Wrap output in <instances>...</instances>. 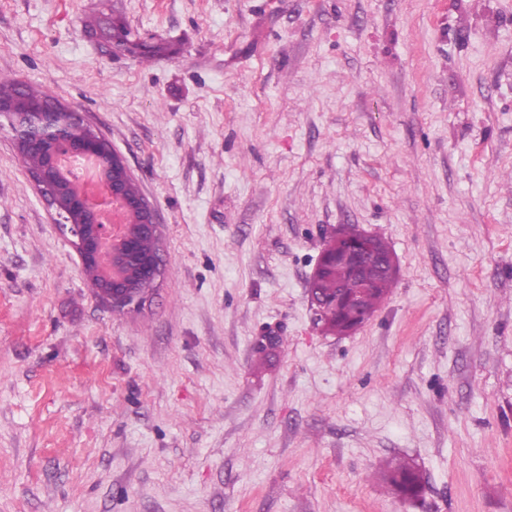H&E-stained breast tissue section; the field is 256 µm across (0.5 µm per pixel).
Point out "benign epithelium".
<instances>
[{
  "instance_id": "7a95c632",
  "label": "benign epithelium",
  "mask_w": 512,
  "mask_h": 512,
  "mask_svg": "<svg viewBox=\"0 0 512 512\" xmlns=\"http://www.w3.org/2000/svg\"><path fill=\"white\" fill-rule=\"evenodd\" d=\"M56 108L57 103L54 102L46 111L39 113L40 125L46 136L53 141L56 152L52 154L46 171L34 183L41 197L69 225L82 267L93 271L99 279L100 296L112 305V311L120 313L138 304L148 292L144 285L154 284L160 274L159 255H149L138 246L142 236L159 237V224L153 209L145 206L141 198L127 193L125 178L129 175V169L126 166L123 167V174H112L107 185L112 199L120 202L128 215H141L140 233H133L127 224H122L117 229L109 224L86 223V218L95 217V211L77 191L69 194L66 205H59L56 197L50 194L59 168V153L91 156L101 167L108 166V163L101 147L102 135L94 130L80 141L71 139L67 129L56 121ZM376 238V234L363 230L358 237L348 239L341 229H336L325 240L311 275L312 281L322 277L331 262L339 257L344 258L358 282V291L343 298L341 303L352 308H361L364 292L372 287L364 277L365 268L375 266L385 274L397 271L394 255L377 252Z\"/></svg>"
}]
</instances>
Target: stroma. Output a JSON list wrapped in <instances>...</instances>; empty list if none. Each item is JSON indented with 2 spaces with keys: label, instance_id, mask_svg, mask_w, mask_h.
Returning <instances> with one entry per match:
<instances>
[{
  "label": "stroma",
  "instance_id": "35a3bbf8",
  "mask_svg": "<svg viewBox=\"0 0 512 512\" xmlns=\"http://www.w3.org/2000/svg\"><path fill=\"white\" fill-rule=\"evenodd\" d=\"M0 77L81 112L163 239L112 312L0 131V512H512V0H0ZM342 224L398 273L338 338L307 286ZM99 27L102 31V38L104 40H112L123 44L126 47L128 53L136 55L141 61H150L155 55L159 54L164 50L162 45L145 46L139 41L133 39L132 31L126 24L121 21L109 20L105 23L104 27H101L99 20H86L85 28L90 31L96 30ZM395 286V278L382 281L377 288L367 293L364 297V306L367 310L376 312L389 299ZM388 493L403 500H414L423 488L424 478L419 468L406 460L391 459L380 469Z\"/></svg>",
  "mask_w": 512,
  "mask_h": 512
}]
</instances>
